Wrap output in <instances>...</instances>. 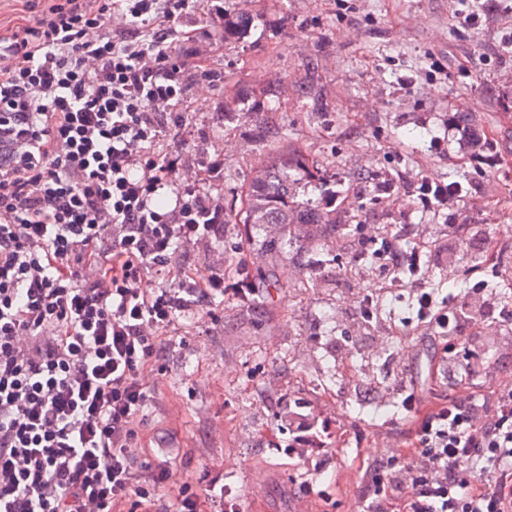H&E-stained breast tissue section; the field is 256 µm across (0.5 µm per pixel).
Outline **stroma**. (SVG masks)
Returning a JSON list of instances; mask_svg holds the SVG:
<instances>
[{
	"label": "stroma",
	"instance_id": "stroma-1",
	"mask_svg": "<svg viewBox=\"0 0 512 512\" xmlns=\"http://www.w3.org/2000/svg\"><path fill=\"white\" fill-rule=\"evenodd\" d=\"M237 12L253 28L224 40V17ZM175 26L196 42L174 43V57L203 50L208 72L183 73L174 180L194 181L224 210L239 206L269 161L253 118L266 113L288 133L281 147L318 168L321 181L298 188L336 228L228 224L221 239L178 249L173 267L203 274L247 260L257 294L178 316L149 378L153 399L137 420L146 449L133 469L166 461L159 512H175L188 484L210 492L209 512L228 500L239 512H358L364 463L406 448L405 388L427 405L452 388L431 380L437 338L400 329L409 301L359 238L400 235L421 248L422 281L441 295L464 296L482 280L512 304V0H202ZM461 114L486 149L461 141ZM423 175L462 184L461 201L420 208ZM386 176L396 189L375 202ZM482 336L486 365L464 397L512 383V322L489 319ZM294 403L317 425L306 456L289 455L297 433L280 418Z\"/></svg>",
	"mask_w": 512,
	"mask_h": 512
}]
</instances>
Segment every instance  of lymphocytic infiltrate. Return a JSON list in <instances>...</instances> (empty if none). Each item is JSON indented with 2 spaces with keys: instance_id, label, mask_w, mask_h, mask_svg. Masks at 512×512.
<instances>
[{
  "instance_id": "f902f5d3",
  "label": "lymphocytic infiltrate",
  "mask_w": 512,
  "mask_h": 512,
  "mask_svg": "<svg viewBox=\"0 0 512 512\" xmlns=\"http://www.w3.org/2000/svg\"><path fill=\"white\" fill-rule=\"evenodd\" d=\"M198 0H25L0 33V512H149L165 463L136 476L134 421L151 395L146 375L181 312L224 292L248 301L246 263L224 275L184 273L179 287L142 291L180 246L218 237L224 211L191 187L175 205L178 158L163 143L182 122L191 41L176 20ZM413 319L433 330L453 370L480 364L459 349L460 322L497 307L484 282L457 304L420 287L422 252L398 238H362ZM410 495H403V488ZM359 512H512V385L449 397L422 413L405 455L372 464Z\"/></svg>"
}]
</instances>
